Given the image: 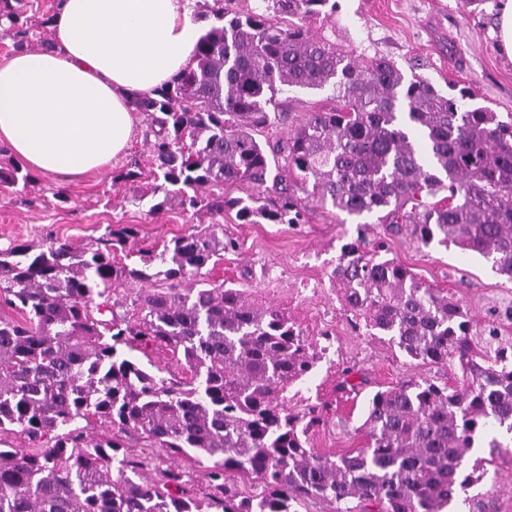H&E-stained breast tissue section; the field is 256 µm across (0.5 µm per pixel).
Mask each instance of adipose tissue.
<instances>
[{"instance_id":"1","label":"adipose tissue","mask_w":512,"mask_h":512,"mask_svg":"<svg viewBox=\"0 0 512 512\" xmlns=\"http://www.w3.org/2000/svg\"><path fill=\"white\" fill-rule=\"evenodd\" d=\"M191 0H60L54 50L0 64V142L50 175L101 171L129 144L131 100L184 71Z\"/></svg>"}]
</instances>
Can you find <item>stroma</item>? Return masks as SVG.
I'll return each mask as SVG.
<instances>
[{
  "mask_svg": "<svg viewBox=\"0 0 512 512\" xmlns=\"http://www.w3.org/2000/svg\"><path fill=\"white\" fill-rule=\"evenodd\" d=\"M333 17L311 20L313 32L335 39L340 47L394 61L404 73L427 78L437 89L467 88L473 103L512 119V60L497 49V16L503 0H485L475 12L461 0H336ZM58 0H24L26 39L0 28V63L23 50L54 45L52 16ZM333 105L328 91L294 90L284 106L288 120L263 130L275 140L288 135L309 113ZM145 114H138L130 143L100 172L71 179L31 171L26 188L0 185V249L13 243L38 242L49 237L68 239L83 247L106 227H134V244L116 252L120 265L142 267L148 252L161 249L191 228L220 223L226 236L237 240L236 252L208 267L212 285L240 281L242 269L252 277L244 289L263 302L286 307L310 340L329 334L331 346L312 376L289 393L296 408L326 405L323 424L309 434V446L320 454H342L361 447L358 428L369 398L379 390L424 378L438 382L458 377L456 365L424 364L408 358L386 336L355 328L354 318L335 288L331 273L344 247L361 244L367 251L400 262L422 281L447 291L467 310L474 335L495 333L496 343L512 356V282L497 273L493 260L436 244L426 246L410 231L394 234L376 217L357 219L328 204L310 203L305 223L243 224L234 212L214 220L207 212L183 210L177 203L152 211L146 192L153 179ZM138 161L140 175L132 182L118 174ZM498 447L475 452L483 474L467 491L459 492L449 512H512V436L497 433ZM119 441L135 460L145 462L149 480L161 481L163 471L179 465L187 495L207 499L214 489L203 464L172 458L150 447L136 432Z\"/></svg>",
  "mask_w": 512,
  "mask_h": 512,
  "instance_id": "35a3bbf8",
  "label": "stroma"
}]
</instances>
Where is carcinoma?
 <instances>
[{"label":"carcinoma","instance_id":"cac0c4a2","mask_svg":"<svg viewBox=\"0 0 512 512\" xmlns=\"http://www.w3.org/2000/svg\"><path fill=\"white\" fill-rule=\"evenodd\" d=\"M203 3L219 25L201 35L174 81L135 98L151 121L153 194L242 224H301L292 183L360 217L384 213L391 232L411 227L428 246L454 245L494 261L512 281V120L438 90L390 59L360 56L315 35L306 21L336 13V0ZM330 89L337 106L312 112L285 139H259L282 120L278 95ZM284 164H279V160ZM245 186L247 198L214 194ZM217 225L176 236L156 270L117 265L136 237L110 228L82 248L52 239L0 249V297L22 315L0 317V435L34 451L0 447V512H297L301 500L354 512H443L472 484L467 455L482 432L512 434V359L477 351L467 312L448 293L393 259L349 244L332 278L353 316L412 360L458 365L453 384L412 380L371 398L365 446L320 455L308 433L315 406L295 411L288 390L327 350L309 342L280 306L257 304L235 283L186 285L236 250ZM138 293L119 314L116 288ZM165 350L189 373L144 364ZM100 423L143 435L207 464L215 495H186L178 466L163 483L143 463L94 434ZM264 488L240 499L237 476Z\"/></svg>","mask_w":512,"mask_h":512}]
</instances>
